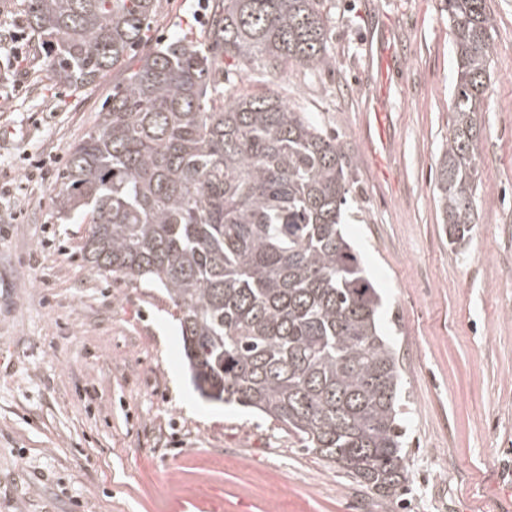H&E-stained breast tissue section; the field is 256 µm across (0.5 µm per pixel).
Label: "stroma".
I'll return each instance as SVG.
<instances>
[{"mask_svg": "<svg viewBox=\"0 0 512 512\" xmlns=\"http://www.w3.org/2000/svg\"><path fill=\"white\" fill-rule=\"evenodd\" d=\"M148 44L205 38L193 0H158ZM332 69L243 72L336 136L349 162L347 234L385 306L404 376L408 476L361 486L271 419L193 387L178 323L155 288L83 261L86 227L60 218L57 170L124 77L72 89L0 53V512H512V0L495 20L482 114L478 222L450 245L436 202L454 50L441 0H329ZM24 212L11 220L13 206Z\"/></svg>", "mask_w": 512, "mask_h": 512, "instance_id": "35a3bbf8", "label": "stroma"}]
</instances>
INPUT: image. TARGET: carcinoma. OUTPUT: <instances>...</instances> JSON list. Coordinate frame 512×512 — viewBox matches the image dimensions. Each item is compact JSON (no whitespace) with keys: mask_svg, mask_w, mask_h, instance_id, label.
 <instances>
[{"mask_svg":"<svg viewBox=\"0 0 512 512\" xmlns=\"http://www.w3.org/2000/svg\"><path fill=\"white\" fill-rule=\"evenodd\" d=\"M56 81L93 84L143 45L156 0H24ZM453 115L438 159L450 243L476 223L494 19L444 0ZM277 71L330 67L324 0H213L206 42L161 43L75 143L55 205L89 225L83 260L159 288L205 400L255 410L383 496L407 479L403 374L383 297L345 235V156L276 94L225 92L215 56Z\"/></svg>","mask_w":512,"mask_h":512,"instance_id":"carcinoma-1","label":"carcinoma"}]
</instances>
